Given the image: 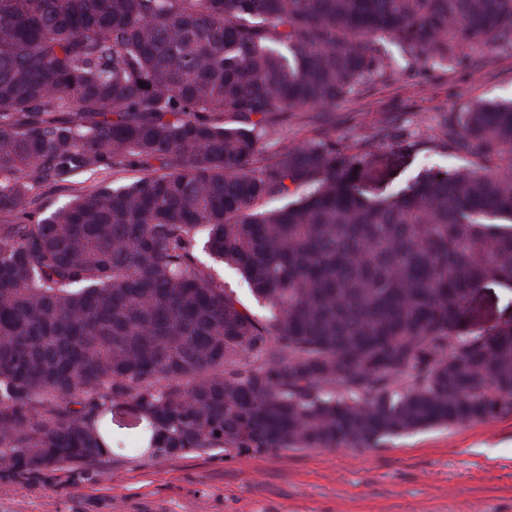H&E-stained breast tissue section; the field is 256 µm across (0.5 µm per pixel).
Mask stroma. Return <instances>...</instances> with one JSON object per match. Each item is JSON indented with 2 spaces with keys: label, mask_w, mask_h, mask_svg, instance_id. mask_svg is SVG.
<instances>
[{
  "label": "stroma",
  "mask_w": 512,
  "mask_h": 512,
  "mask_svg": "<svg viewBox=\"0 0 512 512\" xmlns=\"http://www.w3.org/2000/svg\"><path fill=\"white\" fill-rule=\"evenodd\" d=\"M472 68L421 83L399 75L338 103L327 114L296 113L283 141L300 145L323 134L367 137L388 115L421 131L474 99L512 98V55L473 54ZM464 158L377 151L365 182L378 199L426 165L460 167ZM512 312V289L489 282L471 300L475 327ZM106 461L91 467L14 479L0 477V512H512V417L420 431L383 447L294 448L169 459L142 445L141 422L123 406L109 424Z\"/></svg>",
  "instance_id": "obj_1"
}]
</instances>
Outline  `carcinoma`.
<instances>
[{
    "mask_svg": "<svg viewBox=\"0 0 512 512\" xmlns=\"http://www.w3.org/2000/svg\"><path fill=\"white\" fill-rule=\"evenodd\" d=\"M490 45L512 0H0V476L101 462L121 402L167 458L512 417V313L465 310L512 287V100L281 145L290 112ZM387 143L467 166L372 200ZM108 168L140 176L36 207ZM100 176L84 174V175H71L68 177V182L62 189H42L38 193L39 205L43 211L47 208L54 209L63 205L69 200V197L77 194V191L82 188H88L94 184L95 180ZM200 258L207 265L212 266L213 274L219 281L224 283V288L227 292H232L236 295L256 316L263 317L266 314L264 308L256 302L247 284L237 272L229 268H223L222 265L213 262L204 252L200 253ZM471 301V305H470ZM470 320L476 328L494 324L505 311L512 312V290L498 283L488 282L477 290L467 305Z\"/></svg>",
    "mask_w": 512,
    "mask_h": 512,
    "instance_id": "carcinoma-1",
    "label": "carcinoma"
}]
</instances>
